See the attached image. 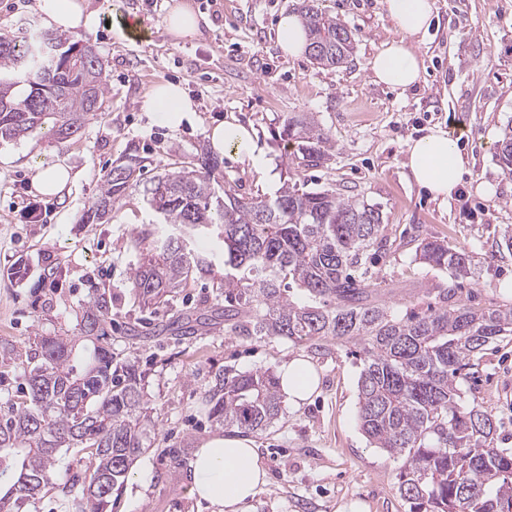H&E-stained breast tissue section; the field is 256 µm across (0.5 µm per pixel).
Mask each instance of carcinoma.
<instances>
[{
  "label": "carcinoma",
  "mask_w": 512,
  "mask_h": 512,
  "mask_svg": "<svg viewBox=\"0 0 512 512\" xmlns=\"http://www.w3.org/2000/svg\"><path fill=\"white\" fill-rule=\"evenodd\" d=\"M304 0L301 20L307 50L318 66L338 67L353 53L354 35ZM24 77L18 99L0 83V138L24 137L53 120L48 136L65 144L100 109L102 64L90 42H72L49 31L32 41L0 35V68ZM288 139L297 151L289 178L329 160L330 144L314 120L288 117ZM496 156L512 175V127L496 143ZM139 156L108 173L101 195L83 216L106 218L140 181ZM223 177L218 158L205 153L153 180L145 189L159 222L133 232L137 254L129 288L143 309L169 306L208 277L224 295V322L240 336H276L362 346L358 381L359 421L369 441L404 458L399 492L409 512H512V448L494 445L487 412L464 401L459 379L493 343L512 336V304L476 310L448 308L452 290L439 292L440 307L399 319L369 300L377 278L369 251L386 246L380 207L343 198L333 188L302 191L285 184L273 197H239L231 187L215 192ZM201 239L224 250V269L193 247ZM414 260L472 274L469 254L444 241L423 240ZM308 301L293 299L290 289ZM112 321L105 293L96 295L81 320L85 344L61 337L37 340L25 372L24 399L0 409V477L12 475L0 494V512H19L57 477L61 450L85 454V480L68 503L72 512H108L111 497L128 477L156 422L142 390L139 364L114 361L104 326ZM197 332L209 318L176 316L162 326ZM208 419L220 428L258 433L281 411L279 379L269 371H225L205 393Z\"/></svg>",
  "instance_id": "carcinoma-1"
}]
</instances>
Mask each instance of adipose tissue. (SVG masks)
I'll return each instance as SVG.
<instances>
[{"label":"adipose tissue","mask_w":512,"mask_h":512,"mask_svg":"<svg viewBox=\"0 0 512 512\" xmlns=\"http://www.w3.org/2000/svg\"><path fill=\"white\" fill-rule=\"evenodd\" d=\"M47 27L61 32L93 31L97 13L88 0H38ZM397 34L385 41L369 62L374 83L405 91L420 79L418 45L431 25L434 0H382ZM144 107L158 113L170 126L190 120L195 106L185 90L160 82L149 91ZM210 142L216 152H230L240 161L265 171L262 148L251 129L232 121L213 127ZM408 167L418 185L433 199L447 200L455 191L464 159L456 140L441 128L415 140L409 147ZM280 391L289 403L305 401L318 386V374L308 359L297 356L278 370ZM192 490L199 499L238 512L266 483V472L250 438L239 432L219 433L202 442L191 462Z\"/></svg>","instance_id":"adipose-tissue-1"}]
</instances>
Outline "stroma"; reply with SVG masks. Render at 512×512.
Listing matches in <instances>:
<instances>
[{"label": "stroma", "instance_id": "35a3bbf8", "mask_svg": "<svg viewBox=\"0 0 512 512\" xmlns=\"http://www.w3.org/2000/svg\"><path fill=\"white\" fill-rule=\"evenodd\" d=\"M208 18L199 38L173 43L163 23L168 0H90L100 23L88 39L104 63L106 93L100 110L65 145L42 133L1 140L0 153V403L17 400L25 382L21 358L41 336L76 338L93 295L112 298L106 341L114 356L138 361L144 394L156 421L151 445L136 458L109 512H218L189 490V465L198 444L216 434L201 400L215 374L271 370L302 355L319 384L301 405L283 404L277 420L252 440L268 483L248 512H409L398 490L402 458L370 444L358 419L363 367L351 344L316 351L308 342L238 336L223 317L192 335L161 333L174 311H209L211 281L185 288L169 307L139 308L128 286L136 261L134 229L155 223L142 188L181 158L209 148L211 126L233 118L253 128L269 175L231 154L222 157L224 180L244 197L273 196L288 180L293 147L285 132L289 114L312 116L329 137V160L301 170L300 189L335 188L380 206L389 245L379 253L381 282L373 293L396 317L427 313L438 290L452 286L455 302L475 308L512 303V253L500 242L512 225V175L499 165L494 144L512 123V0H435L432 24L419 47L422 78L409 90L373 84L368 62L395 33L381 0H319L355 38L350 61L320 67L309 57L292 60L276 46L277 24L298 12L301 0H189ZM135 15L147 35L119 36L115 15ZM38 0H0V34L17 36L42 27ZM181 84L195 101L191 121L173 128L145 111L157 82ZM440 127L452 133L466 160L448 202L434 201L408 177L412 140ZM142 159V185L128 190L106 220L82 221L113 166L130 150ZM66 159L77 178L61 194L34 190L40 167ZM448 242L472 258L474 273L450 279L414 259L410 240ZM140 337L131 339L126 325ZM467 402L496 424L495 443L512 448V341L490 346L460 381ZM85 477V463L62 454L55 487L22 512H67L66 489Z\"/></svg>", "mask_w": 512, "mask_h": 512}]
</instances>
